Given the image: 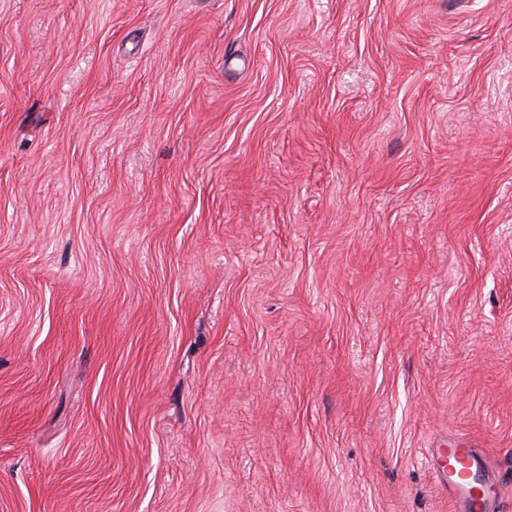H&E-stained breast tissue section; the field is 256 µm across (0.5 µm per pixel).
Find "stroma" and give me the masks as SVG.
I'll return each instance as SVG.
<instances>
[{
    "instance_id": "obj_1",
    "label": "stroma",
    "mask_w": 512,
    "mask_h": 512,
    "mask_svg": "<svg viewBox=\"0 0 512 512\" xmlns=\"http://www.w3.org/2000/svg\"><path fill=\"white\" fill-rule=\"evenodd\" d=\"M512 512V0H0V512ZM462 460V469L454 467L449 458ZM438 478L448 490L452 512H503L500 499L493 490L491 464L477 448H448L447 464L435 461ZM480 484L483 492L476 489Z\"/></svg>"
}]
</instances>
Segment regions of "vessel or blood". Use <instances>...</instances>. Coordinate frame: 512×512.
I'll use <instances>...</instances> for the list:
<instances>
[{
  "instance_id": "obj_1",
  "label": "vessel or blood",
  "mask_w": 512,
  "mask_h": 512,
  "mask_svg": "<svg viewBox=\"0 0 512 512\" xmlns=\"http://www.w3.org/2000/svg\"><path fill=\"white\" fill-rule=\"evenodd\" d=\"M449 456L459 458L461 467L437 464L438 477L448 491L452 512H502L493 490L491 464L478 449L455 447Z\"/></svg>"
}]
</instances>
